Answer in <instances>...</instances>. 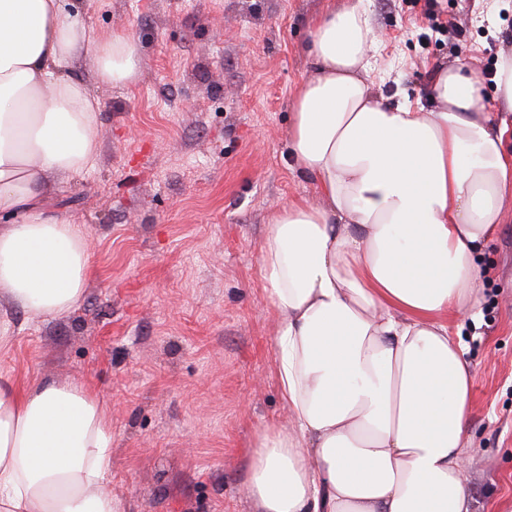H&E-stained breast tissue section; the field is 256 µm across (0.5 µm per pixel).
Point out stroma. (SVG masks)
Returning a JSON list of instances; mask_svg holds the SVG:
<instances>
[{
    "label": "stroma",
    "instance_id": "stroma-1",
    "mask_svg": "<svg viewBox=\"0 0 512 512\" xmlns=\"http://www.w3.org/2000/svg\"><path fill=\"white\" fill-rule=\"evenodd\" d=\"M101 34L144 46L139 81L98 85L95 169L63 180L51 212L83 225L92 253L80 303L35 318L0 300V375L77 379L112 421L108 487L125 512H256L244 492L260 432L287 425L275 311L258 273L265 226L316 200L290 166L291 99L326 0H78ZM496 0H371V73L387 98L425 97L437 64L480 73L512 48ZM496 10V9H495ZM480 324L461 342L476 365L462 475L476 512L512 507V216L490 242Z\"/></svg>",
    "mask_w": 512,
    "mask_h": 512
}]
</instances>
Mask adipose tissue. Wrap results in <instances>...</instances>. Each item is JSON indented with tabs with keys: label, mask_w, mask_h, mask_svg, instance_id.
Segmentation results:
<instances>
[{
	"label": "adipose tissue",
	"mask_w": 512,
	"mask_h": 512,
	"mask_svg": "<svg viewBox=\"0 0 512 512\" xmlns=\"http://www.w3.org/2000/svg\"><path fill=\"white\" fill-rule=\"evenodd\" d=\"M371 33L366 0H329L291 101L292 166L317 199L280 208L258 259L290 421L251 454L258 512H475L459 321L481 309L484 250L512 209V52L494 110L463 57L437 69L424 107L375 92ZM142 55L67 0H0V298L31 316L69 313L91 270L86 229L46 213L100 151L101 102L68 70L127 87ZM111 472L95 390L0 375V512H122Z\"/></svg>",
	"instance_id": "1"
}]
</instances>
